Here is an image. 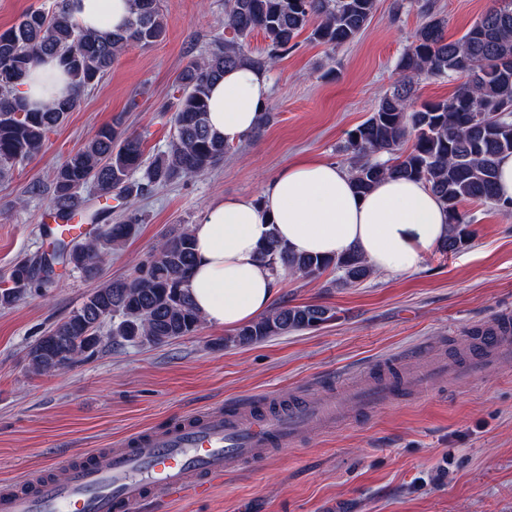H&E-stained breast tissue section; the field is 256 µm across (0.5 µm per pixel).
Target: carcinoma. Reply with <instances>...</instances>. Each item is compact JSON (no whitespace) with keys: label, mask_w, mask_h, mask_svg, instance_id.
<instances>
[{"label":"carcinoma","mask_w":512,"mask_h":512,"mask_svg":"<svg viewBox=\"0 0 512 512\" xmlns=\"http://www.w3.org/2000/svg\"><path fill=\"white\" fill-rule=\"evenodd\" d=\"M131 19L121 31L91 33L79 27L70 5L51 14L33 10L0 32V173L31 159L47 135L77 107L82 93L98 84L132 45H151L166 35L161 0H131ZM377 0H226L224 28L232 37L190 62L178 76L172 103L174 134L166 152L146 169L147 184L161 186L202 175L224 161L230 145L211 131L207 119L211 86L224 71L244 63L267 64L244 52L255 31L269 41L268 60L297 44L302 32L327 46L353 41L367 26ZM415 40L397 61L400 79L371 115L349 133L357 192L368 193L385 178L423 180L448 211L449 224H468L460 212L464 201L505 212L512 204L496 194L497 165L512 153V0H493L457 40L445 37L448 21L426 4ZM52 55L71 79V97L31 111L15 87L42 56ZM468 71L472 83L444 100L416 104L419 78L451 77ZM387 155L384 161L379 155ZM142 166L141 139L123 127L121 118L100 127L91 140L70 154L52 179L54 220L67 224L81 205L80 190L94 184L103 195L127 199L142 192L133 181ZM130 218L106 224L99 236L69 245L57 239L50 258L17 263L0 288V307L9 308L34 288L46 287L53 262L88 276L98 274L107 252L130 236ZM259 260L275 277L285 273L319 277L332 268L344 285H356L371 272L367 261L351 251L334 258L297 255L272 238L259 249ZM194 263L188 230L159 242L152 259L129 279L109 280L94 289L66 320L54 326L30 350L33 372L64 370L93 353L97 331L112 320L111 336L152 346L193 335L202 317L196 311L188 280ZM332 317L322 305H283L224 338V346L245 345L271 336L315 328Z\"/></svg>","instance_id":"cac0c4a2"}]
</instances>
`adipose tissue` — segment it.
<instances>
[{"label": "adipose tissue", "instance_id": "1", "mask_svg": "<svg viewBox=\"0 0 512 512\" xmlns=\"http://www.w3.org/2000/svg\"><path fill=\"white\" fill-rule=\"evenodd\" d=\"M85 30H116L130 19V0H74ZM70 78L46 56L17 86L29 108L68 97ZM270 94L265 69L245 63L212 86L208 124L228 144L252 130ZM448 214L421 181L389 178L356 193L348 172L322 159L296 158L263 186L261 199L246 195L212 201L192 225L195 262L189 290L204 320L237 328L265 314L276 280L258 259L276 237L298 255L337 256L355 250L373 270L402 274L419 268L425 254L448 236Z\"/></svg>", "mask_w": 512, "mask_h": 512}]
</instances>
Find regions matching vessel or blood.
<instances>
[{
  "label": "vessel or blood",
  "instance_id": "vessel-or-blood-1",
  "mask_svg": "<svg viewBox=\"0 0 512 512\" xmlns=\"http://www.w3.org/2000/svg\"><path fill=\"white\" fill-rule=\"evenodd\" d=\"M401 394V383L391 380L358 397L371 405ZM350 397L347 390L330 393L251 417L237 408L211 411L92 454L71 465L67 484L43 480L32 492L2 490L0 512H135L157 484L174 498L204 497L226 474L262 465L271 448L313 429H335Z\"/></svg>",
  "mask_w": 512,
  "mask_h": 512
}]
</instances>
